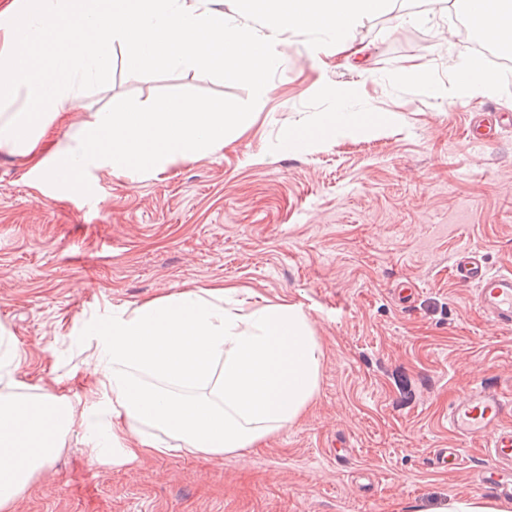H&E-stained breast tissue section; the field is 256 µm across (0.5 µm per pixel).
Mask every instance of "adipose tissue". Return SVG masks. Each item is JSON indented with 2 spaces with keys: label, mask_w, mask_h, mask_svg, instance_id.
I'll use <instances>...</instances> for the list:
<instances>
[{
  "label": "adipose tissue",
  "mask_w": 512,
  "mask_h": 512,
  "mask_svg": "<svg viewBox=\"0 0 512 512\" xmlns=\"http://www.w3.org/2000/svg\"><path fill=\"white\" fill-rule=\"evenodd\" d=\"M210 0H9L0 9V154L28 162L38 189L62 188L60 173L94 169L130 179L157 176L170 163L223 152L253 121L219 99L164 97L120 109H78L112 68L121 46L129 71L151 64L248 80L257 101L279 57L283 32L317 30L336 51L391 0H244L262 33L227 22ZM474 31L512 44V0H460ZM452 88L437 96H490L499 77L478 59L454 68ZM334 105L313 123L288 131L279 155L365 129L352 95L336 88ZM221 284L192 288L113 311L108 324H85L94 342L85 374L94 398L75 405L55 389L29 391L21 356L0 323V512L14 506L51 466L77 430L95 432L90 457L112 451L116 464L184 451L209 458L240 455L298 421L315 400L323 359L320 338L295 303L254 302Z\"/></svg>",
  "instance_id": "obj_1"
}]
</instances>
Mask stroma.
Listing matches in <instances>:
<instances>
[{
	"instance_id": "35a3bbf8",
	"label": "stroma",
	"mask_w": 512,
	"mask_h": 512,
	"mask_svg": "<svg viewBox=\"0 0 512 512\" xmlns=\"http://www.w3.org/2000/svg\"><path fill=\"white\" fill-rule=\"evenodd\" d=\"M451 9L393 0L350 34L365 51L359 69L319 33L283 34L260 106L247 80L131 72L113 48L85 106L186 95L258 113L223 153L171 164L161 179L94 171L44 195L0 155V322L27 354L20 380L84 400L85 322L217 282L301 305L324 353L316 399L262 446L133 471L90 463L78 433L16 512H439L457 497L503 501L480 482L484 442L455 437L448 406L481 383L512 399V330L451 276L464 247L512 271V127L489 146L472 142L489 113L512 115V72L493 97L453 101L391 78L417 65L451 85L450 60L471 53ZM337 84L360 89L383 133L277 155L289 127L331 109ZM440 448L462 449L457 470L434 467Z\"/></svg>"
}]
</instances>
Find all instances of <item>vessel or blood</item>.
<instances>
[{
	"label": "vessel or blood",
	"instance_id": "1",
	"mask_svg": "<svg viewBox=\"0 0 512 512\" xmlns=\"http://www.w3.org/2000/svg\"><path fill=\"white\" fill-rule=\"evenodd\" d=\"M460 285L473 287L477 307L502 328L512 329V273L490 272L482 257L473 250L461 251L452 267ZM512 401L487 386L474 387L467 398L448 409V429L467 440L490 438L489 463L481 480L496 485L503 493L512 492Z\"/></svg>",
	"mask_w": 512,
	"mask_h": 512
}]
</instances>
